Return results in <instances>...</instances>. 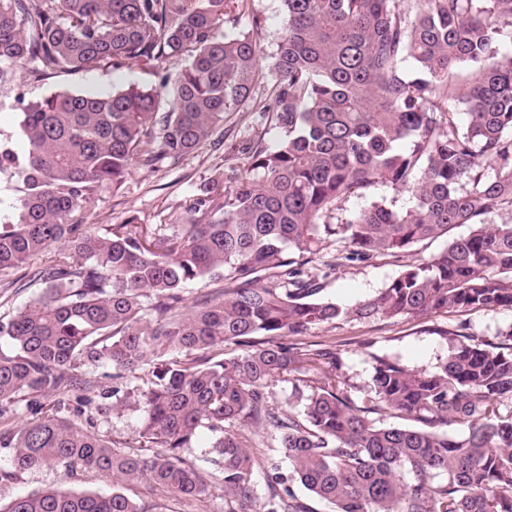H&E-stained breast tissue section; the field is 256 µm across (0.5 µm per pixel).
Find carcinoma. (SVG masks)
<instances>
[{"label": "carcinoma", "mask_w": 512, "mask_h": 512, "mask_svg": "<svg viewBox=\"0 0 512 512\" xmlns=\"http://www.w3.org/2000/svg\"><path fill=\"white\" fill-rule=\"evenodd\" d=\"M283 6L264 72L260 42L236 30L248 0H0V85L20 63L34 82L137 63L160 87L56 92L25 108L24 152L0 144V177L23 185L17 220L0 225V288L42 285L0 318L11 346L0 349V420L31 415L0 430V480L91 470L193 498L207 485L184 452L206 430L227 512H310L273 466L255 498L246 432L258 428L334 512H512V415L499 412L512 404V352L447 332L431 370L372 356V387L359 396L336 349L301 341L338 321L512 307V56L497 49L512 35V0ZM182 56L185 69L164 67ZM244 105L276 136L231 147L244 157L239 176L204 185L171 223L130 216L89 230L100 191L119 189L133 164L180 160ZM379 185L413 204L374 200L331 223ZM463 225L467 234L364 300L320 296L348 263L400 258ZM59 242L68 252L14 277ZM200 280L210 287L185 305ZM103 367L112 387L100 389L92 373ZM279 382L298 412L278 406ZM131 398L139 446L119 450L95 427ZM0 512L149 508L118 489L48 487Z\"/></svg>", "instance_id": "obj_1"}]
</instances>
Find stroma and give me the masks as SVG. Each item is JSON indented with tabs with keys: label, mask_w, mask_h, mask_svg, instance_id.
<instances>
[{
	"label": "stroma",
	"mask_w": 512,
	"mask_h": 512,
	"mask_svg": "<svg viewBox=\"0 0 512 512\" xmlns=\"http://www.w3.org/2000/svg\"><path fill=\"white\" fill-rule=\"evenodd\" d=\"M284 22L281 0H252L249 15L241 17V31L257 30L265 52H273ZM28 64L15 68L11 84L0 87V138L11 142L17 150H24L20 136L23 119L22 100L35 101L58 91L73 93H102L123 89L134 84L146 88L157 87L153 74L138 65L115 71L99 67L80 71L51 82H34L28 77ZM243 161L229 145L213 148L206 145L195 153L184 156L171 167L151 169L134 166L118 191L103 190L96 208L87 222L93 230L103 231L107 225L119 224L129 216H137L139 223L157 224L167 216L179 214L185 199L198 192L211 180L240 172ZM402 269L400 260L380 256L368 263H351L339 268L327 278L321 295L341 305H350L374 294ZM467 328L476 339L493 346H504V335L512 329V308L459 312L444 311L423 318H398L388 321H342L337 326H318L308 333V341H323L335 345L344 362L343 370L359 389L371 385L373 355L387 354L402 362L423 369L436 366L448 351L444 332ZM211 440L201 434L185 457L204 472L208 489L196 498L175 499L163 496L145 480L122 483L123 492L130 498L158 506L159 512H225L224 485L221 475L212 463ZM55 486L65 491L111 492L112 479L92 471L65 474L49 468L19 474L9 483H0V498L9 499Z\"/></svg>",
	"instance_id": "stroma-1"
}]
</instances>
